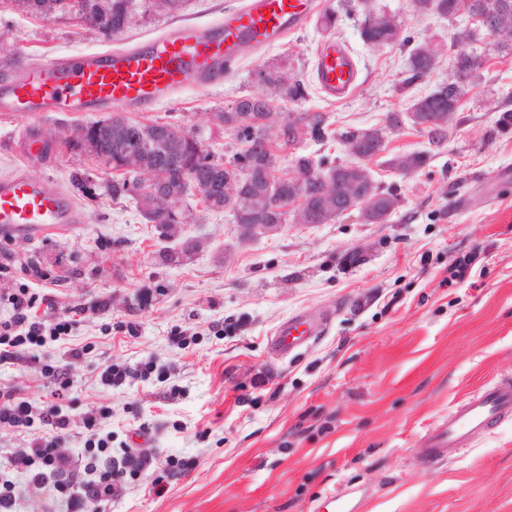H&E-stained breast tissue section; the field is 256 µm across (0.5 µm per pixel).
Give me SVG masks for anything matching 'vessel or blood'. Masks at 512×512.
I'll list each match as a JSON object with an SVG mask.
<instances>
[{"label":"vessel or blood","mask_w":512,"mask_h":512,"mask_svg":"<svg viewBox=\"0 0 512 512\" xmlns=\"http://www.w3.org/2000/svg\"><path fill=\"white\" fill-rule=\"evenodd\" d=\"M314 0H244L206 32L180 27L166 35L120 51L63 55L0 84V111L91 112L108 105L143 110L171 99L186 86L221 80L239 48L262 50L301 26ZM358 77L355 58L340 42L316 53L315 78L333 101L345 100ZM83 213L55 181L17 174L0 179V236H38L81 224ZM304 317L277 328L273 348L285 355L307 336ZM512 415V382L482 390L456 405L448 420L427 437L429 459H444L465 436L491 429Z\"/></svg>","instance_id":"b4317fda"}]
</instances>
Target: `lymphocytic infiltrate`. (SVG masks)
Wrapping results in <instances>:
<instances>
[{"mask_svg": "<svg viewBox=\"0 0 512 512\" xmlns=\"http://www.w3.org/2000/svg\"><path fill=\"white\" fill-rule=\"evenodd\" d=\"M0 302L11 310L10 317L0 321V366L19 363L29 350L47 342L65 340L75 324L71 309L61 306L57 289L51 287L37 292L21 283L0 290ZM46 371L57 383L53 400L35 404L20 389L0 390V428L29 435L23 453L10 459L11 469L25 478L33 495L49 491L65 497L69 512H84L90 500L119 498L128 481L144 474L148 455L127 448L120 464H113L112 436L104 431L112 416L108 408L85 412L82 422L92 436L80 459L61 453V433L69 429L71 420L59 399L70 387L71 379L58 366H47Z\"/></svg>", "mask_w": 512, "mask_h": 512, "instance_id": "f902f5d3", "label": "lymphocytic infiltrate"}]
</instances>
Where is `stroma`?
Returning <instances> with one entry per match:
<instances>
[{
  "instance_id": "1",
  "label": "stroma",
  "mask_w": 512,
  "mask_h": 512,
  "mask_svg": "<svg viewBox=\"0 0 512 512\" xmlns=\"http://www.w3.org/2000/svg\"><path fill=\"white\" fill-rule=\"evenodd\" d=\"M320 3L271 48L243 46L222 84L188 86L129 119L200 130L208 149L229 156L235 138L214 126V113L270 94L282 116L329 113L326 138L304 140L301 152L350 162L339 132L383 126L447 80L454 36L467 21L419 13L413 0ZM239 5L185 0L174 13L136 15L105 38L70 16L47 20L0 0V30L10 32L0 61L13 60L17 76L60 54L124 49L181 25L208 28ZM372 5L399 22L396 39L379 49L361 36ZM326 12L336 17L329 30ZM328 39L356 55L357 89L342 102L325 98L313 78L317 45ZM425 44L437 52L435 67L411 79L409 57ZM475 49L482 67L444 145L407 123L366 161L374 182L399 200L384 224L350 212L244 242L230 214L206 209L194 193L173 202L187 221L164 239L137 200L106 193L115 170L71 142L75 126L112 109L0 117V177L55 179L84 214L72 230L5 245L15 258L10 282L32 285L35 271L50 272L60 279L61 304L81 316L67 343L0 369V387L37 402L55 388L44 365L64 367L72 426L59 449L73 457L90 437L82 424L89 409L111 408L113 457L132 433L148 430V470L122 499L88 502L86 512H318L332 495L355 501L357 512H512V418L462 438L446 460L426 459L425 437L449 409L484 384L512 380V126L497 124L498 107L512 110V51L490 35ZM272 69L299 82L302 98L272 93L263 80ZM31 131L47 150L27 160ZM416 154L422 167L398 169ZM78 171L89 177V193L74 188ZM324 311L332 318L323 332L288 355L272 352L283 320ZM127 323L137 335L124 331ZM179 328L191 335L183 347L173 340ZM70 344L88 345L85 358H65ZM148 360L149 377L100 381L108 365ZM171 456L194 466L167 477L163 494L150 493Z\"/></svg>"
}]
</instances>
